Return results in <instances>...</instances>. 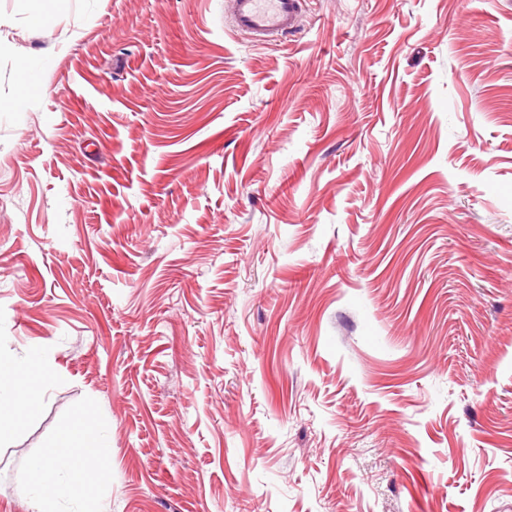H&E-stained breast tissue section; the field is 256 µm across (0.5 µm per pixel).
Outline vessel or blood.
Segmentation results:
<instances>
[{
	"label": "vessel or blood",
	"mask_w": 512,
	"mask_h": 512,
	"mask_svg": "<svg viewBox=\"0 0 512 512\" xmlns=\"http://www.w3.org/2000/svg\"><path fill=\"white\" fill-rule=\"evenodd\" d=\"M303 0H224L232 31L263 44L280 42L302 20Z\"/></svg>",
	"instance_id": "obj_1"
}]
</instances>
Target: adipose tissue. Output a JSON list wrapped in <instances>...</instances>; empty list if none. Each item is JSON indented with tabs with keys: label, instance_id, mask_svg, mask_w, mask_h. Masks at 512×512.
Wrapping results in <instances>:
<instances>
[{
	"label": "adipose tissue",
	"instance_id": "ef3b65f1",
	"mask_svg": "<svg viewBox=\"0 0 512 512\" xmlns=\"http://www.w3.org/2000/svg\"><path fill=\"white\" fill-rule=\"evenodd\" d=\"M44 364L33 358H10L0 355V414L18 409L32 412L42 390L26 382L33 374L47 375ZM77 462H64L57 449L49 448L27 468L21 485L34 512H93L88 500L71 492V478Z\"/></svg>",
	"mask_w": 512,
	"mask_h": 512
}]
</instances>
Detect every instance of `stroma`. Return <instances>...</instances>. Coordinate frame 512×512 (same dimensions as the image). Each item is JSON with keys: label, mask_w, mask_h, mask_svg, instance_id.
Masks as SVG:
<instances>
[{"label": "stroma", "mask_w": 512, "mask_h": 512, "mask_svg": "<svg viewBox=\"0 0 512 512\" xmlns=\"http://www.w3.org/2000/svg\"><path fill=\"white\" fill-rule=\"evenodd\" d=\"M0 352V512H512V0H0ZM302 0H224L228 25L254 42L279 43L295 32L302 20ZM39 374L49 380L51 375L47 367L33 358H10L0 354V441L2 439V414L5 411L22 409L30 413L35 402L42 397L47 389L44 382L37 390L26 382L28 376ZM90 462H63L58 448H48L21 476L26 498L35 512H96L87 499L71 494L74 469L89 468Z\"/></svg>", "instance_id": "1"}]
</instances>
